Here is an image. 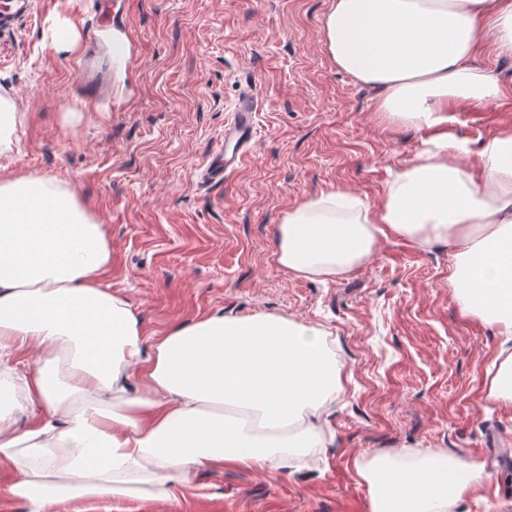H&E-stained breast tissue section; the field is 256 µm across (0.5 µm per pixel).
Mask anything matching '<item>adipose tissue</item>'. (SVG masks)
<instances>
[{
    "instance_id": "obj_1",
    "label": "adipose tissue",
    "mask_w": 512,
    "mask_h": 512,
    "mask_svg": "<svg viewBox=\"0 0 512 512\" xmlns=\"http://www.w3.org/2000/svg\"><path fill=\"white\" fill-rule=\"evenodd\" d=\"M512 58V0H333L323 45L377 93L382 121L421 132L378 203L343 188L287 211L275 261L333 279L381 242L456 247L449 276L462 313L512 337V131L485 140L472 171L448 112L500 99L480 43ZM106 227L53 178L0 175V468L27 512L71 500L167 498L172 482L225 464L283 468L335 440L341 369L325 332L275 314L202 315L146 335L136 308L98 281ZM35 353V366L13 358ZM358 472L369 512H449L483 479L440 453Z\"/></svg>"
}]
</instances>
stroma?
Segmentation results:
<instances>
[{
	"mask_svg": "<svg viewBox=\"0 0 512 512\" xmlns=\"http://www.w3.org/2000/svg\"><path fill=\"white\" fill-rule=\"evenodd\" d=\"M333 0H112V24L129 53L102 52L108 98L78 90L81 50L57 49L51 19L86 33L93 0H34L0 31V95L19 106L17 174L54 178L90 201L112 240L104 286L125 295L150 334L221 312L286 316L326 331L343 366L331 409L333 446L305 466L236 465L174 482L166 500L79 501L57 512H367L358 467L377 453L402 459L443 452L481 467L485 479L462 512H512V456L488 464L487 435L512 449V403L489 395L504 336L465 316L449 280L454 251L382 243L365 265L319 282L273 258L277 227L306 198L343 187L376 204L421 134L384 123L376 93L338 69L322 40ZM506 94L451 112L448 132L481 142L512 129V60L483 46ZM254 95L250 156L228 179L202 170L224 146L239 100Z\"/></svg>",
	"mask_w": 512,
	"mask_h": 512,
	"instance_id": "1",
	"label": "stroma"
}]
</instances>
